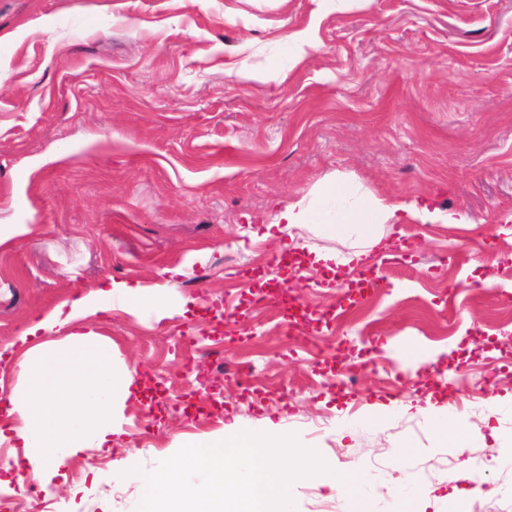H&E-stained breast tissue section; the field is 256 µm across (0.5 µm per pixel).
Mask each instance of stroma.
Instances as JSON below:
<instances>
[{
  "instance_id": "stroma-1",
  "label": "stroma",
  "mask_w": 512,
  "mask_h": 512,
  "mask_svg": "<svg viewBox=\"0 0 512 512\" xmlns=\"http://www.w3.org/2000/svg\"><path fill=\"white\" fill-rule=\"evenodd\" d=\"M299 33L315 47L292 63ZM338 178L470 226L400 222L369 261L380 288L356 301L334 274L305 278L306 309L333 318L311 351L280 329L286 271L260 234ZM511 215L512 0H0V347L23 353L31 316L110 278L187 305L74 323L110 337L162 404L129 398L110 451L73 457L49 492H0V512H137L140 472L233 418L279 424L329 466L362 463L379 512L402 474L440 512L470 487L462 455L417 415L359 424L432 393L497 430L464 512H512L497 465L512 408L491 411L512 393V234L494 231ZM402 334L447 352L406 362Z\"/></svg>"
}]
</instances>
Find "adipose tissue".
Here are the masks:
<instances>
[{
	"mask_svg": "<svg viewBox=\"0 0 512 512\" xmlns=\"http://www.w3.org/2000/svg\"><path fill=\"white\" fill-rule=\"evenodd\" d=\"M451 226H465L462 214L428 212L417 202L387 204L359 187L346 182H329L315 193L302 197L276 216L280 234L288 238V248L304 251L301 264L313 271L337 272L361 263L364 257L391 233L403 218L425 219ZM334 240L347 246V253L315 249L308 235ZM163 288L133 286L109 281L102 287L56 306L48 315L34 317L20 342L42 333L63 332L58 342L35 345L22 358L21 372L27 387L6 410V429L0 441L13 432L23 448V462L34 487L48 490L66 462L88 447L104 448L110 436L120 433L115 411L133 393V379L126 365L117 363L112 341L94 331L72 333L76 319L110 311L114 302L138 310L164 308ZM439 408L427 403L421 415L432 418L441 442L465 451L482 440L480 427L458 421L456 416L438 419Z\"/></svg>",
	"mask_w": 512,
	"mask_h": 512,
	"instance_id": "ef3b65f1",
	"label": "adipose tissue"
}]
</instances>
